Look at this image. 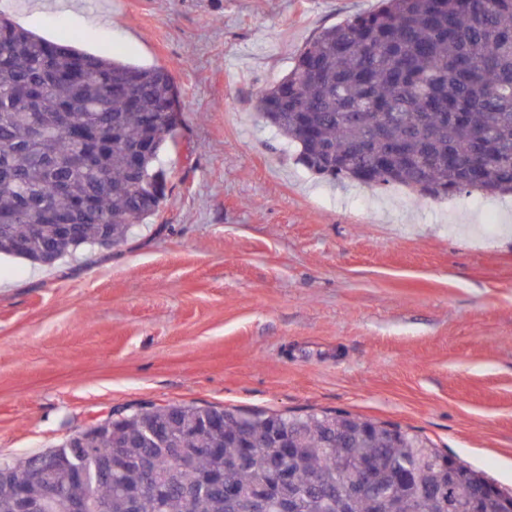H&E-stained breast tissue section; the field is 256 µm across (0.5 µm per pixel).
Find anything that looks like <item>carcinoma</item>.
<instances>
[{
    "mask_svg": "<svg viewBox=\"0 0 512 512\" xmlns=\"http://www.w3.org/2000/svg\"><path fill=\"white\" fill-rule=\"evenodd\" d=\"M177 85L163 67H138L47 40L0 16V254L36 263L51 247L58 259L81 248L125 243L156 215L166 196L161 154L180 122ZM257 117L296 144L298 159L332 182L397 184L425 198L461 192L512 194V0H382L373 13L328 27L294 67L254 101ZM84 128L75 138L61 118ZM77 210L73 234L43 223L46 206ZM28 241L27 251L17 242ZM168 403L120 411L112 433L88 436L95 455L59 454L82 471L90 512H243L260 495L264 512H377L374 495L352 491L348 476L374 467L386 512H496L495 500L466 481L439 498L421 497L396 472L422 481L486 477L421 435L367 419L344 442L328 426L347 412H278ZM151 422L160 436L140 437ZM298 434V451L271 447ZM244 433L264 444L250 463L224 471ZM124 442L125 469L103 478L107 449ZM171 448H200L183 464ZM284 464L297 485L283 494L271 474ZM14 484L38 500L33 459L0 460Z\"/></svg>",
    "mask_w": 512,
    "mask_h": 512,
    "instance_id": "cac0c4a2",
    "label": "carcinoma"
}]
</instances>
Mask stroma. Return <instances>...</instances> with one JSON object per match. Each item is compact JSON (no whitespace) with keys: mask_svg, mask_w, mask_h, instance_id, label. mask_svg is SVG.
Listing matches in <instances>:
<instances>
[{"mask_svg":"<svg viewBox=\"0 0 512 512\" xmlns=\"http://www.w3.org/2000/svg\"><path fill=\"white\" fill-rule=\"evenodd\" d=\"M380 0H0L179 87L167 198L128 242L0 258V458L145 403L336 410L512 493V196L332 183L252 101Z\"/></svg>","mask_w":512,"mask_h":512,"instance_id":"1","label":"stroma"}]
</instances>
